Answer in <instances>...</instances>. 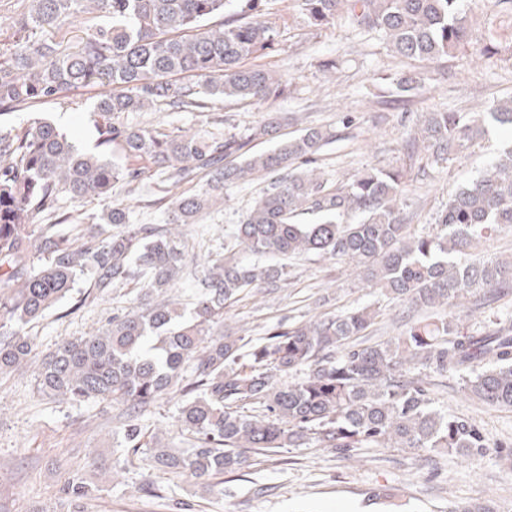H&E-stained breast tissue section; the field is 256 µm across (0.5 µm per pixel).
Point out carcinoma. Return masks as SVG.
Returning a JSON list of instances; mask_svg holds the SVG:
<instances>
[{"mask_svg": "<svg viewBox=\"0 0 512 512\" xmlns=\"http://www.w3.org/2000/svg\"><path fill=\"white\" fill-rule=\"evenodd\" d=\"M283 0H31L19 21L34 38L0 63V372L33 366L41 392L71 402L98 400L136 411L175 386L185 400L178 422L192 447L151 448L134 416L117 427L131 455L152 466L188 473L202 482L239 471L253 454L295 448L313 438L348 453L373 445L408 451L483 456L487 443L468 420L438 408L423 366L457 375L464 392L485 404L512 408V328L464 333L438 310L465 294L489 288L512 292V260L480 261L473 249L487 232L512 226V144L478 177L448 197L435 232L408 233L399 203L405 174L371 168L336 187L313 167L329 137L304 128L239 165L227 156L244 144L200 132L161 133L121 121L129 112L164 104L175 112L206 108L209 96L275 99L287 79L248 61L278 45L263 21ZM308 26L344 20L377 32L397 58L425 62L452 55L480 25L486 35L477 59L501 52L494 22L512 17V0H490L477 17L468 0H293ZM80 17L84 25L72 26ZM195 77L199 84L181 82ZM401 95L422 87L419 78H393ZM109 86L93 105L98 139L90 151L44 118L17 133L13 116L71 89ZM491 117L512 127V98ZM482 130L481 119L461 112H428L410 144L435 163L459 154ZM151 164L152 176L177 185L196 174L206 188L180 195L165 224H134L122 198L139 193L144 171L112 159V146ZM270 177L253 206L234 225L241 255L208 262L204 292L187 313L169 303H140L96 332L61 340L34 361L26 327L66 297L81 278L108 292L117 282L143 277L144 297L174 285L183 264L178 227L224 201V187ZM103 203L86 224L63 202ZM316 220L300 223L297 217ZM358 215L345 223L342 218ZM73 224L76 234L59 227ZM117 231H112V227ZM45 255L41 265L32 249ZM346 260L368 285L420 316L383 342L359 339L378 315L369 304L336 316L295 324L265 341L212 338L224 305L248 288H277L284 258ZM191 377L184 378V369ZM294 381L278 382L275 376ZM258 409L245 413V406ZM71 512H84L97 486L74 475L61 489Z\"/></svg>", "mask_w": 512, "mask_h": 512, "instance_id": "1", "label": "carcinoma"}]
</instances>
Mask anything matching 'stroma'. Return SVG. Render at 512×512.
Returning a JSON list of instances; mask_svg holds the SVG:
<instances>
[{
    "label": "stroma",
    "mask_w": 512,
    "mask_h": 512,
    "mask_svg": "<svg viewBox=\"0 0 512 512\" xmlns=\"http://www.w3.org/2000/svg\"><path fill=\"white\" fill-rule=\"evenodd\" d=\"M266 20L278 30L279 44L259 62L287 74L284 96L267 101L212 98L200 112H171L161 106L129 113L127 122L235 138L243 144L234 156L238 162L269 149V142L252 137L265 122L276 121L283 137L305 127L323 128L332 140L319 152L316 166L333 184H349L358 171L370 167L406 170L401 209L414 232L432 229L449 193L475 178L504 141L512 139V129L490 122L482 139L445 162L424 164L407 149L425 113L486 112L497 100L512 97L510 49L491 63L460 53L426 68L400 63L377 35L343 22L309 28L290 0ZM326 58L337 59L335 74L322 71ZM403 69L423 72L426 78L424 88L408 97L397 94L389 81L390 74ZM98 96L95 87L72 90L16 113L14 124L21 128L29 118L45 117L90 149L97 139L90 112ZM267 185V180L255 179L228 186L222 205L184 227L183 270L166 299L192 302L204 257L234 247V224ZM158 196L148 179L141 195L127 198L134 222L166 221L171 203ZM140 293L133 280L104 295L80 280L26 333L39 354H48L62 339L85 335L135 307ZM374 302L379 315L371 339L399 335L409 305L381 298L346 261L304 256L288 260L280 288L248 289L228 302L223 324L256 343L288 326ZM458 318L469 331L512 320V294L481 308L465 300ZM430 396L478 425L488 444L483 457L471 462L452 453L413 454L374 446L344 455L311 440L298 448L253 455L249 468L216 477L210 491L189 475L154 469L144 457L124 464L123 441L115 432L122 405L71 403L45 395L28 369H18L0 374V512H67L58 489L75 472L100 489L86 512H447L477 501L512 512V409L469 398L453 376H434ZM181 403L178 389L166 391L142 412L140 425L162 445L191 447L192 436L178 423Z\"/></svg>",
    "instance_id": "obj_1"
}]
</instances>
